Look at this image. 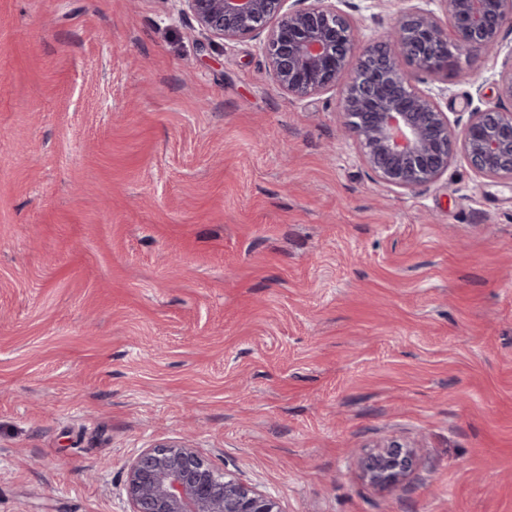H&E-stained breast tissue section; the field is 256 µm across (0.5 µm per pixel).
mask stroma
Returning a JSON list of instances; mask_svg holds the SVG:
<instances>
[{"instance_id":"stroma-1","label":"stroma","mask_w":512,"mask_h":512,"mask_svg":"<svg viewBox=\"0 0 512 512\" xmlns=\"http://www.w3.org/2000/svg\"><path fill=\"white\" fill-rule=\"evenodd\" d=\"M415 9L346 6L361 48ZM397 63L451 122L501 104L504 57ZM341 95L178 0H0V512H128L181 438L282 512H512V181H378ZM416 448L395 438L384 439L359 457L361 478L380 491L398 488L419 464Z\"/></svg>"}]
</instances>
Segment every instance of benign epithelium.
<instances>
[{"label":"benign epithelium","mask_w":512,"mask_h":512,"mask_svg":"<svg viewBox=\"0 0 512 512\" xmlns=\"http://www.w3.org/2000/svg\"><path fill=\"white\" fill-rule=\"evenodd\" d=\"M178 2L210 36L263 38L269 70L291 97L327 92L348 77L341 97L347 128L382 182L408 191L429 184L459 152L478 174L512 180V111L476 108L458 129L394 59L413 58L437 75L450 57L498 56L512 0H446V26L428 12L405 14L386 40L360 52L336 0ZM418 464L416 446L395 438L358 460L363 481L380 491L401 486ZM125 493L129 512H282L274 494L216 469L185 441L141 450L129 464Z\"/></svg>","instance_id":"7a95c632"}]
</instances>
